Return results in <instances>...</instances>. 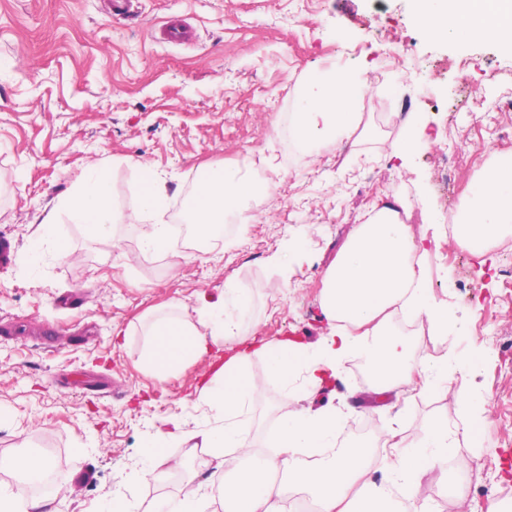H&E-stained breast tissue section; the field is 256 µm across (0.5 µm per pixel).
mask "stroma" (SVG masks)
<instances>
[{"label":"stroma","mask_w":512,"mask_h":512,"mask_svg":"<svg viewBox=\"0 0 512 512\" xmlns=\"http://www.w3.org/2000/svg\"><path fill=\"white\" fill-rule=\"evenodd\" d=\"M191 38L173 43L164 29ZM341 68L365 78L367 132L321 148L318 162L275 134L301 86ZM486 104L471 112L472 98ZM411 101L402 112V101ZM512 50L479 39H432L411 0H0V458L50 451L59 472L54 512H107L114 497L140 504L179 487L142 481L145 442L161 420L204 427L208 351L157 377L144 365L157 311L198 322L225 286L250 292L235 310L240 336L315 346L328 331L321 279L357 224L394 197L409 204L429 288L447 306L461 363L452 389L479 395L484 420L447 469L417 488L426 512H512V230L477 257L448 234L469 185L494 153H512ZM425 131L407 161L386 156L410 119ZM103 171L116 221L92 236L64 204L89 164ZM238 165L260 190L250 220L201 253L179 241L145 248L141 224L174 222L201 168ZM160 203L143 209L145 189ZM140 211L141 224L124 215ZM293 244L288 269L268 257ZM73 252L61 258L58 246ZM480 289H471L472 281ZM265 380L242 426L271 438L281 380ZM357 358L307 395L304 406L349 412L345 450L381 448L388 427L421 443L435 419L463 415L434 388L376 394Z\"/></svg>","instance_id":"obj_1"}]
</instances>
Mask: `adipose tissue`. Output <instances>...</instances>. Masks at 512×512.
<instances>
[{"instance_id": "adipose-tissue-1", "label": "adipose tissue", "mask_w": 512, "mask_h": 512, "mask_svg": "<svg viewBox=\"0 0 512 512\" xmlns=\"http://www.w3.org/2000/svg\"><path fill=\"white\" fill-rule=\"evenodd\" d=\"M413 8L427 34L438 40L462 31L512 48V0H413ZM369 84L343 69L308 81L300 90L293 115L297 138L308 147L351 137L359 128V106ZM256 192L251 178L227 167L216 180L197 183L196 207L189 222L198 237H210L226 217L242 218L243 204ZM66 205L74 217L95 234H110L114 216L108 206L102 178H80L79 188ZM406 204L394 200L375 206L357 225L322 277L321 307L329 330L313 348L290 340L256 347L286 387L278 405L276 454L265 455L244 438L240 418L256 382L246 371V351L233 346L238 323L225 315V304L246 305L245 289L228 288L222 303L206 306L202 326L178 317L155 315L150 323L151 343L146 364L157 375H167L210 347L226 345L227 359L202 390L215 422L187 432L175 421L163 420L153 435L140 471L141 480L169 471L165 447L183 439L187 456L206 451L212 477L224 493L226 512H285L284 500L295 493L316 497L319 512H392V484L407 485L445 464L457 438L443 420L424 430L425 447L405 443L398 429L387 431L382 453L367 447L335 452L336 434L346 412L311 411L301 407L295 380L319 388L335 377L337 368L353 353L369 362V379L382 390H425L448 383V364L410 361L406 343L392 322L402 312L428 323L435 331L448 329V311L430 294L421 259L427 253L403 219ZM512 224V154L499 156L474 181L454 218V239L460 246L481 252L505 226ZM239 460L229 463L225 449ZM302 448H327L328 458L310 463L298 455ZM51 460L40 454L0 459V470L14 473L16 487L0 489V512H51L49 502L26 492L27 481L50 470ZM380 471L385 481L376 482ZM207 496L198 475L187 470L179 499L156 501L143 512H208Z\"/></svg>"}]
</instances>
